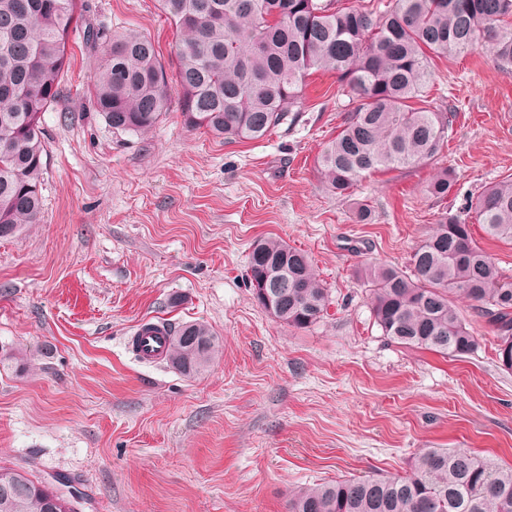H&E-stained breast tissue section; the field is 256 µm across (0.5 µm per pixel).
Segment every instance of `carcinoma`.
<instances>
[{"instance_id":"cac0c4a2","label":"carcinoma","mask_w":512,"mask_h":512,"mask_svg":"<svg viewBox=\"0 0 512 512\" xmlns=\"http://www.w3.org/2000/svg\"><path fill=\"white\" fill-rule=\"evenodd\" d=\"M176 29L174 59L152 37L83 26L81 0H0V239L41 221L46 143L42 117L61 94L71 35L101 48L87 93L112 129L144 133L159 123L176 84L184 124L226 143L260 140L296 120L313 70L336 74L354 107L322 144L317 170L339 197L377 172L431 164L448 142L455 110L428 99L435 57L483 43L512 68V0H160ZM446 167L427 181L428 196L448 197ZM468 210L491 238L512 243V178L471 198ZM288 276L292 288L271 315L297 330L325 318L329 289L308 254L282 239L250 247L254 298ZM375 323L391 340L461 358L477 346L459 303L469 302L499 338L500 365L512 371V276L478 245L467 220L444 212L414 249L409 266H369ZM165 360L185 377L210 365L220 339L204 322H164ZM0 512H47L52 488L24 471ZM288 512H512V466L463 448H424L410 473L300 486Z\"/></svg>"}]
</instances>
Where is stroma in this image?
I'll list each match as a JSON object with an SVG mask.
<instances>
[{"label":"stroma","instance_id":"1","mask_svg":"<svg viewBox=\"0 0 512 512\" xmlns=\"http://www.w3.org/2000/svg\"><path fill=\"white\" fill-rule=\"evenodd\" d=\"M84 21L149 33L170 59L176 31L158 0H84ZM59 102L45 112L44 213L0 241V468L79 479L82 512H288L304 484L409 472L422 448H466L512 464V372L476 314L460 360L409 348L374 321L361 268L409 263L442 212L512 176V69L487 47L437 59L429 96L455 107L438 164L377 173L336 197L315 158L346 115L333 73L316 71L293 125L227 143L178 111L145 134L113 130L79 84L98 49L69 46ZM368 205L369 223L354 220ZM274 235L306 251L331 291L327 317L281 325L247 283L250 244ZM207 322L222 341L187 378L140 363L137 325ZM454 182V174L447 167L435 169L432 177L427 181L425 191L431 198L443 200L448 196Z\"/></svg>","mask_w":512,"mask_h":512}]
</instances>
